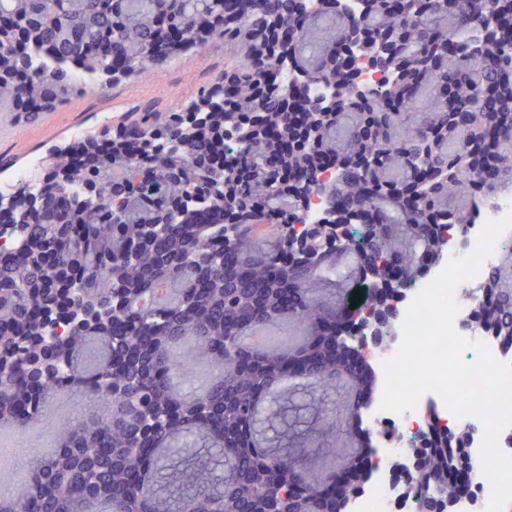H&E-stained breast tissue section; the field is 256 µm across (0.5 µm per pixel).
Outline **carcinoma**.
<instances>
[{"mask_svg": "<svg viewBox=\"0 0 512 512\" xmlns=\"http://www.w3.org/2000/svg\"><path fill=\"white\" fill-rule=\"evenodd\" d=\"M298 12L293 0H0V105L35 120L80 89L75 74L107 87L148 66L198 57L226 44L224 76L169 112L146 107L73 138L40 162L41 187L0 192V237L19 246L0 264V424L20 432L43 420L48 399L92 392L98 411L56 430V446L35 461L24 498L0 497V512H280L326 510V480L314 479L338 451L326 392L338 380L372 389L336 341V289L358 281L382 248L407 263L426 249L429 224L464 225L481 203L512 190V37L483 30L512 16V0L471 10L464 0H370L361 18L331 0ZM288 28L290 69L267 55L271 20ZM349 54L383 48L392 68L355 94ZM244 90L235 109L224 85ZM333 89L302 144L278 154L269 126L288 139L282 109L299 91ZM469 112L462 133L452 113ZM344 162L324 196L346 200L342 219L376 221L369 254L336 256V243L279 264L282 226L297 223L311 175ZM271 228L260 246L252 227ZM476 315L512 347V245L486 273ZM68 334L50 328L59 322ZM299 324L292 351H258L250 333ZM182 340L221 374L202 393H184L175 355ZM315 389L310 426L296 448L268 436L283 393ZM451 453L439 447L415 482L423 499L448 495Z\"/></svg>", "mask_w": 512, "mask_h": 512, "instance_id": "1", "label": "carcinoma"}]
</instances>
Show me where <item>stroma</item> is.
Masks as SVG:
<instances>
[{"mask_svg": "<svg viewBox=\"0 0 512 512\" xmlns=\"http://www.w3.org/2000/svg\"><path fill=\"white\" fill-rule=\"evenodd\" d=\"M223 41L210 44L201 59L149 67L132 79L100 88L88 81L82 93L30 122L18 113L0 108V174L9 175L31 158L45 157L56 145L76 133L97 131L118 122L121 115L149 106L166 112L190 100L198 90L224 70ZM52 417L14 437L0 435V446L12 448L8 465L0 468V495L17 496L25 485L31 464L54 443L57 420L96 409L93 399L72 391L52 398Z\"/></svg>", "mask_w": 512, "mask_h": 512, "instance_id": "1", "label": "stroma"}]
</instances>
